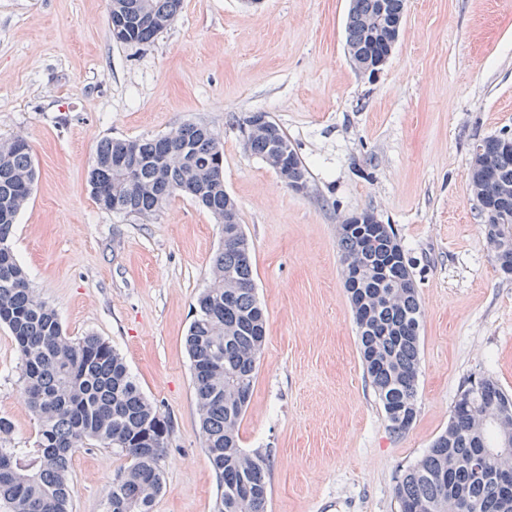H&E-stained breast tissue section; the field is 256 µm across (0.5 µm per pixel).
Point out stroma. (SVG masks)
I'll list each match as a JSON object with an SVG mask.
<instances>
[{
    "label": "stroma",
    "mask_w": 512,
    "mask_h": 512,
    "mask_svg": "<svg viewBox=\"0 0 512 512\" xmlns=\"http://www.w3.org/2000/svg\"><path fill=\"white\" fill-rule=\"evenodd\" d=\"M350 0H182L144 45L116 43L109 0H0V142L22 138L39 179L14 252L68 336L102 338L171 422L152 512H213L184 336L220 224L178 196L150 221L100 209L87 174L106 139L163 135L193 120L224 145L266 318L242 446L269 460L267 512H397L396 488L443 432L468 379L512 394V278L496 270L469 186L475 141L512 132V0H406L376 79L349 60ZM262 111L309 169L282 184L244 145ZM371 210L392 225L422 308L417 416L393 434L365 376L343 287L337 228ZM15 345L0 325V416L11 447L37 426ZM127 465L76 453L73 512H104Z\"/></svg>",
    "instance_id": "1"
}]
</instances>
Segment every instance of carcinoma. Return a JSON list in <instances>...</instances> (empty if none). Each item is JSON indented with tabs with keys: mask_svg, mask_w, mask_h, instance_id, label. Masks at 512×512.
<instances>
[{
	"mask_svg": "<svg viewBox=\"0 0 512 512\" xmlns=\"http://www.w3.org/2000/svg\"><path fill=\"white\" fill-rule=\"evenodd\" d=\"M180 0H110L120 13L127 43L148 44L172 24ZM405 0H351L346 46L357 64L372 63L380 43L369 23L404 16ZM243 120L245 146L263 161L288 151L294 179L309 182L288 135L271 122L254 132ZM185 132L137 140L142 161L134 176L119 179L113 166L128 146L108 139L96 152L88 185L97 206L149 218L176 195H187L224 224V211H239L224 189L220 138L199 121ZM495 175L496 186L487 176ZM37 181L29 145L21 138L0 143V324L14 340L25 399L38 422L29 448H5L13 426L0 417V505L7 512H72L75 488L69 479L81 449L112 448L128 460L112 482L106 512H151L163 489L160 461L170 421L141 392L123 357L98 336H66L54 308L30 287L18 263L12 236L18 215ZM469 184L477 198L484 232L498 270L512 275V141L498 136L473 145ZM342 261L352 260L361 276L344 282L359 332L364 369L383 407L390 430L406 432L417 415L416 385L422 310L414 274L389 224H370L361 235L338 228ZM266 337V318L254 284V263L242 224L211 260V281L197 298L185 345L191 359L196 408L208 460L216 474L214 512H266L267 465L258 451L241 448L239 426L257 376ZM469 402L454 403L448 428L427 453L409 466L396 489L398 512H455L466 497L478 512H512V494L499 479L512 475V396L494 380L468 381ZM509 402L496 418H485L491 400Z\"/></svg>",
	"mask_w": 512,
	"mask_h": 512,
	"instance_id": "obj_1",
	"label": "carcinoma"
}]
</instances>
